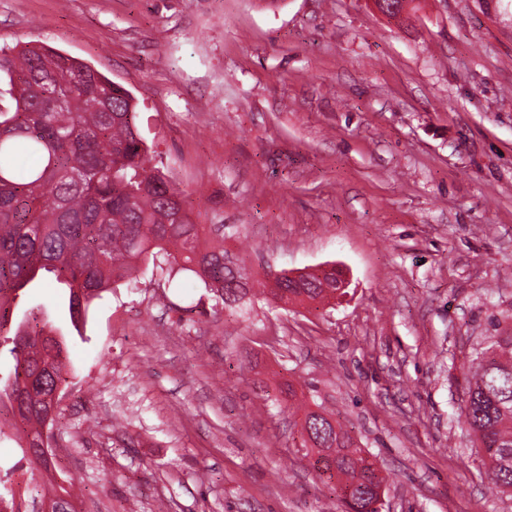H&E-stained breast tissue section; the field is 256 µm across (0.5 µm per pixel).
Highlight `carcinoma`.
<instances>
[{
	"label": "carcinoma",
	"instance_id": "1",
	"mask_svg": "<svg viewBox=\"0 0 512 512\" xmlns=\"http://www.w3.org/2000/svg\"><path fill=\"white\" fill-rule=\"evenodd\" d=\"M0 330L8 357L0 366V407L22 430L19 448L42 440L55 418L40 413L41 397L65 381V342L40 339L49 316L35 288L46 274L68 289L67 311L76 323L112 284L132 275L154 250H166L233 312L246 311L254 288L238 258L203 241L183 191L149 167L130 93L91 66L52 48L0 47ZM336 272L310 273L304 287L283 279L265 288L266 300L283 305L331 297ZM496 335L469 369L465 423L488 460L495 489L512 488V329L493 323ZM308 438L300 447L333 459L315 469L336 479L365 509L382 485L355 438L324 412L307 410Z\"/></svg>",
	"mask_w": 512,
	"mask_h": 512
}]
</instances>
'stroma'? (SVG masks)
<instances>
[{"label": "stroma", "instance_id": "35a3bbf8", "mask_svg": "<svg viewBox=\"0 0 512 512\" xmlns=\"http://www.w3.org/2000/svg\"><path fill=\"white\" fill-rule=\"evenodd\" d=\"M32 43L129 91L156 166L255 287L337 264L349 296L248 318L159 251L66 338L51 469L77 512H343L277 403L292 382L365 448L379 512H512L460 414L512 326V0H0Z\"/></svg>", "mask_w": 512, "mask_h": 512}]
</instances>
